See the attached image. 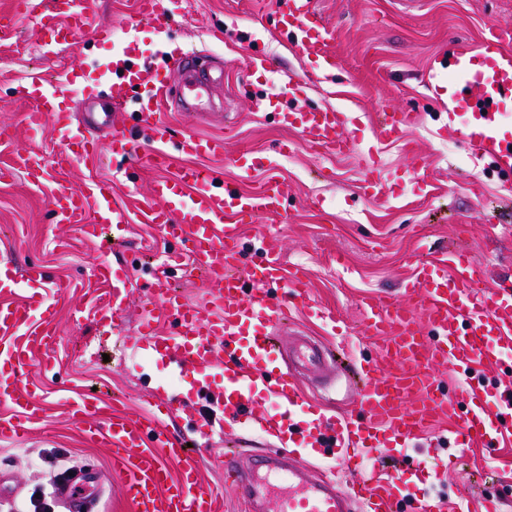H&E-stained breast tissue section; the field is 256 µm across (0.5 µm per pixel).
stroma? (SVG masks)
<instances>
[{
    "instance_id": "35a3bbf8",
    "label": "stroma",
    "mask_w": 512,
    "mask_h": 512,
    "mask_svg": "<svg viewBox=\"0 0 512 512\" xmlns=\"http://www.w3.org/2000/svg\"><path fill=\"white\" fill-rule=\"evenodd\" d=\"M92 13L84 33L53 52L41 46L38 27L22 17L17 0H0V13L15 19L14 38L0 41V256L19 264L43 266L52 282L48 295L58 305L60 343L49 350V364L34 363L28 382L45 410L28 442L0 443V512H63L52 484L73 466L95 465L104 476L93 512H131L109 467L106 447L88 442L64 409L74 393H96L102 405L97 424L113 415L148 408L152 395L195 392L196 410L173 417L171 433L195 439L205 487L224 499V512H243L244 502L224 484V471L213 458L227 446L224 436L195 437L197 413H209L208 399L196 393L200 384L223 391L218 374L194 371L171 374L160 358L137 349L141 324L155 310L148 298L152 273L162 271L171 251L158 230L144 223L152 182L161 170L143 167L144 132L127 106L112 102L108 62L115 39L148 58L159 45L174 57L202 55L224 67V85L216 89L210 109L226 113V121H207L181 111L176 101L163 106L173 137L192 130L224 139L220 157L175 158L220 175L243 192L257 189L268 172L282 183L281 207L273 216L253 217L243 225L244 240L262 231L275 233L287 267L300 270L309 295L322 310L339 314L338 327L312 316L302 300H285L286 320L277 334L287 342L301 332L329 347L338 362L334 384L320 387L303 377L307 395L323 399L330 415L359 414L362 388L354 368L380 361L381 341L364 331L362 297L397 300L414 264L456 251L470 253L483 285L493 289L512 280V175L499 172L490 158L476 155L460 131L469 114H448V74L441 63L452 50H476L490 27L512 31V0H315L335 31L333 48L341 59L336 72L307 81L293 99L275 79L278 71L306 78L317 62L300 52L279 23L278 0H162L164 36L153 23L135 18V0H90ZM258 53L269 68L256 71L248 58ZM76 69L81 80L62 103L64 113L110 116L138 139V154L110 155L99 149L92 157L57 166L63 146L52 126L30 131L18 90L27 74L46 79ZM272 95L279 107L298 105L341 113L352 149L343 155L315 152L298 129L282 127L272 114L255 111L252 101ZM413 112L414 125L387 140L380 134L386 112ZM375 149L381 173L378 191L367 187L363 156ZM40 154L48 174L32 181L17 154ZM96 180L111 181L118 203L130 214L128 239L121 245L83 239L77 228L55 223L48 208L51 196ZM123 254L132 279L128 304L118 324L110 327L75 320L76 308L90 309L104 294L93 269L112 252ZM458 421L434 423L411 446L412 459L422 461L423 480L410 484L411 496L445 499L494 496L501 512H512V441L490 449L458 451ZM458 456L444 485L429 473L435 458Z\"/></svg>"
}]
</instances>
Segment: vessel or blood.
Returning <instances> with one entry per match:
<instances>
[{
    "mask_svg": "<svg viewBox=\"0 0 512 512\" xmlns=\"http://www.w3.org/2000/svg\"><path fill=\"white\" fill-rule=\"evenodd\" d=\"M23 5L51 40L63 45L88 24V0H23ZM280 5L281 23L293 33L298 49L316 59L320 74L335 71L339 61L327 49L334 32L320 24L314 0H281ZM174 66L183 72L180 103L189 112L224 82L222 68L200 71L186 59L173 65L162 49L151 71L129 47L113 53L109 63L112 98L131 105L139 124L150 131L146 161L157 166L167 165L175 151L188 156L224 152L223 140L192 133L170 144L168 128L158 113L167 96L160 75ZM75 81V76H65L62 86L51 90L39 75L28 77L23 98L32 130H40L47 116L58 114L66 86ZM448 101L451 112L472 113L473 123L462 131L472 149L512 174V133L503 129L504 109L512 104V41L499 34L486 39L478 53L454 52L448 62ZM279 121L300 129L315 147L339 154L351 149L340 113L294 109L280 113ZM56 132L65 147L59 164L97 148L85 127L62 123ZM188 187L193 190L189 196L184 193ZM280 195L273 176L259 191L244 193L189 166L154 182L153 205L144 215L145 222L160 227L188 251L191 263L182 267V274H190L195 266L202 268L223 288L201 307L172 294L167 276H155L150 296L161 303L162 315L174 331L162 336L152 324H145L144 350L160 355L174 372L221 368L224 391L215 405L225 421L250 420L262 438L276 440L274 450L259 464L282 485L277 512H352L356 506L362 512H439L436 498L409 497L404 477L383 474L377 453L395 443L399 456L408 458L410 442L442 416L459 419L458 448L499 446L504 422L512 420V384L493 389L485 373L512 351V287L501 285L475 294L476 263L464 253L416 267L404 289L408 303L364 301L367 327L384 337L389 365L380 376L370 365L361 367L365 420L337 421L311 403L306 407L307 419L296 422L300 372L325 379L335 363L326 347L304 337L289 346L287 362H280L274 351L271 335L284 310L271 291L278 286L299 293L304 283L297 272L285 267L277 240L264 234L252 241L259 262L246 276L234 272L243 252L242 225L257 214L277 213ZM50 206L57 223L81 225L90 238L103 229L124 232L129 224L128 211L105 181L59 192ZM94 275L108 284L109 292L95 309L75 310L74 317L116 320L128 297L129 276L107 260L97 265ZM48 285L40 267L0 261V403L10 408L0 414V441L29 440L42 420L44 409L24 382L33 359L51 347L55 333L57 309L47 296ZM416 309L421 312L417 318L412 315ZM438 365L451 373L448 389H440L436 381L433 370ZM260 390L275 398L273 408L256 409L255 394ZM89 431L108 447L111 469L120 478L132 512H223L222 499L204 488L198 462L184 439L171 435L164 419L116 416L105 425L90 426ZM306 454L321 459L345 456L360 477L346 489L327 477H311L296 466L299 456ZM173 460L182 464L180 476L171 473ZM224 473L259 512L267 500L265 480L231 460L225 461Z\"/></svg>",
    "mask_w": 512,
    "mask_h": 512,
    "instance_id": "1",
    "label": "vessel or blood"
}]
</instances>
